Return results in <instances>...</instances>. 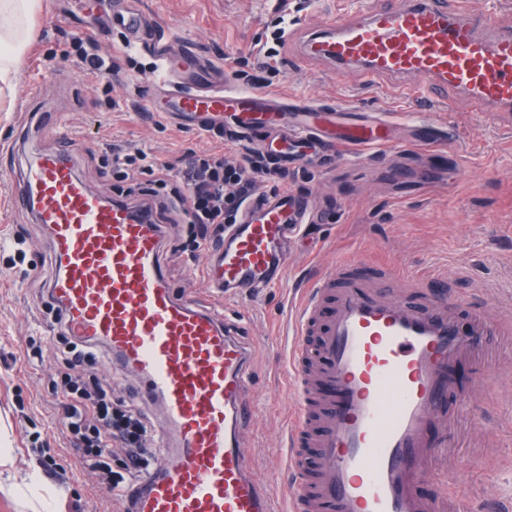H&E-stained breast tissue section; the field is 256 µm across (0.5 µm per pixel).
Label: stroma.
I'll return each instance as SVG.
<instances>
[{"mask_svg":"<svg viewBox=\"0 0 512 512\" xmlns=\"http://www.w3.org/2000/svg\"><path fill=\"white\" fill-rule=\"evenodd\" d=\"M166 32L193 43L220 65L234 88L236 60L266 40L277 16V0H140ZM345 0H289L291 29L265 91L304 97L320 105L349 107L354 118L380 114L396 126L394 145L365 152L339 148L288 165L279 190L312 202L311 236L299 244L279 287L263 288L233 303L240 333L251 351L255 417L245 441L255 474L284 508L282 458L286 422L297 398L284 384L288 374L285 335L288 303L313 274L358 254L370 264L448 278L461 325L477 312L496 316L475 353L459 359L458 377L429 429L437 452L416 491L438 512H464L492 496L512 497V107L470 111L465 91L440 88L427 111L410 90L415 82L392 77L368 86L361 65L307 60L306 36L341 17ZM93 27L103 54L123 55L116 30L93 25L84 0H42L33 37L23 49L12 89L0 90V430L11 450V472L32 476L33 489L0 481V512H120L111 490L59 431L55 381L63 368L60 343L43 315V283L54 261L45 229L26 211L14 209L5 193L13 179L12 155L25 148L66 145L87 187L106 198L123 184L103 164L109 144H128L167 160L184 148L206 150L210 137L152 115L147 92L155 60L133 50L136 67H123L112 88L114 108L101 106L93 82L61 49L67 35ZM53 109L68 138L56 127L32 126L31 116ZM27 230L23 263H13V242ZM205 254L165 253L162 272L177 298L198 309L216 304L204 277ZM43 355L27 356L30 343ZM93 376L110 379L116 398L140 407L154 431L159 410L144 404L129 372L99 359ZM49 441L66 468L47 475L32 448L34 437Z\"/></svg>","mask_w":512,"mask_h":512,"instance_id":"35a3bbf8","label":"stroma"}]
</instances>
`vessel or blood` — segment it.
Masks as SVG:
<instances>
[{
	"instance_id": "vessel-or-blood-1",
	"label": "vessel or blood",
	"mask_w": 512,
	"mask_h": 512,
	"mask_svg": "<svg viewBox=\"0 0 512 512\" xmlns=\"http://www.w3.org/2000/svg\"><path fill=\"white\" fill-rule=\"evenodd\" d=\"M92 2L124 44L159 61L162 111L183 126L249 136L286 112L290 138L304 147L392 143L387 119L329 129L304 101L219 83L216 66L192 49L169 51L139 0ZM363 13L310 39L305 56L363 65L369 82L410 76L425 94L461 87L475 112L512 105V24L478 39L469 0H392ZM8 190L12 205L33 211L47 231L60 265L47 286L72 335L106 343L163 409L174 451L139 481L136 512H275L242 440L255 415L247 348L223 313L176 298L152 217L92 193L70 157L52 150L26 155ZM310 208L309 198L280 192L225 225L224 244L205 267L213 292L244 300L279 285L288 233L304 230ZM386 279L407 288L383 287ZM299 293L289 324V384L299 406L287 428L288 512H434L415 491L434 452L428 428L448 395L449 366L478 345L493 317L460 328L441 275L355 257L312 276Z\"/></svg>"
}]
</instances>
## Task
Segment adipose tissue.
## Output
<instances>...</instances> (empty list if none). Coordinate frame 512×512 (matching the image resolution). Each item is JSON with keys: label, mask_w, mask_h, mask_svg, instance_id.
<instances>
[{"label": "adipose tissue", "mask_w": 512, "mask_h": 512, "mask_svg": "<svg viewBox=\"0 0 512 512\" xmlns=\"http://www.w3.org/2000/svg\"><path fill=\"white\" fill-rule=\"evenodd\" d=\"M41 0H0V85L15 79L20 51L33 35L31 19Z\"/></svg>", "instance_id": "obj_1"}]
</instances>
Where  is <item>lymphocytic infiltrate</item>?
Masks as SVG:
<instances>
[{"label":"lymphocytic infiltrate","instance_id":"f902f5d3","mask_svg":"<svg viewBox=\"0 0 512 512\" xmlns=\"http://www.w3.org/2000/svg\"><path fill=\"white\" fill-rule=\"evenodd\" d=\"M63 54L75 58L98 80L104 93H111L116 64L111 55L100 53L93 35L71 37ZM109 159L113 170L130 181L129 199L139 207L180 212L191 226L197 248H220L225 225L236 223L243 205L259 197L262 184L284 177L283 171L265 164L263 154L249 151L237 162L228 159L220 147L200 152L190 149L161 162L144 150L116 144ZM44 312L64 343L59 426L102 480L120 491L124 512H134L133 488L148 465L153 429L140 411L113 398L111 382L99 379L90 386L77 373V366L97 363L100 345L69 336L62 310L55 303H47ZM118 450L130 461L122 473L112 471L109 464Z\"/></svg>","mask_w":512,"mask_h":512}]
</instances>
